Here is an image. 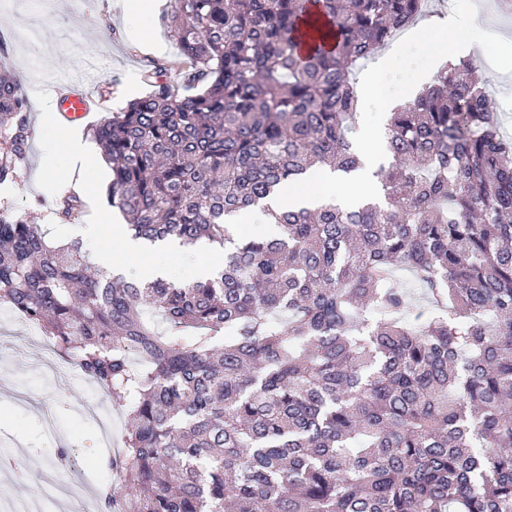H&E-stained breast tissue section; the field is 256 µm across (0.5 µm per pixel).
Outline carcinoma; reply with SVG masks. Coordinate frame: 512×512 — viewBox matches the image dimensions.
<instances>
[{"mask_svg": "<svg viewBox=\"0 0 512 512\" xmlns=\"http://www.w3.org/2000/svg\"><path fill=\"white\" fill-rule=\"evenodd\" d=\"M425 4L171 0L188 92L158 80L89 132L132 239L224 249L205 281L92 273L0 203V303L123 407L102 512H512V145L471 63L391 113L385 204L268 206L361 166L351 71ZM27 106L0 65L1 185ZM259 206L276 236L235 239ZM83 212L56 190V221Z\"/></svg>", "mask_w": 512, "mask_h": 512, "instance_id": "1", "label": "carcinoma"}]
</instances>
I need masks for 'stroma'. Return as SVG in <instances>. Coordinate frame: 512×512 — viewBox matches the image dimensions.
Instances as JSON below:
<instances>
[{
    "mask_svg": "<svg viewBox=\"0 0 512 512\" xmlns=\"http://www.w3.org/2000/svg\"><path fill=\"white\" fill-rule=\"evenodd\" d=\"M130 2L83 0L76 12L70 0H54L39 18L33 0H0V64L13 67L28 90L34 132L28 169L7 195L17 211L44 225L55 242L79 239L82 225H99L95 248L105 256L112 255L114 247L109 226L120 218L106 199L109 179L94 170L80 174L72 169L55 115L45 105L53 99L54 82L83 76L87 61H94L101 74L88 89L103 103L79 126L78 135L86 136L90 124L149 92L147 71L178 58V46L166 25L170 0H156L154 11L136 21L127 16ZM478 72L497 106L500 132L512 141V74L498 73L486 64L479 65ZM75 177L87 186L81 224L49 220L51 187ZM44 354L39 329L0 305V451L12 454L9 465L0 467V483L10 486L14 498L37 496L45 476L60 472L58 452L65 448L72 463L83 464L89 494L97 496L100 487L117 476L100 446V424L82 417L81 411L91 403L100 405L111 415L116 436L124 417L94 383L77 374L54 382L44 366Z\"/></svg>",
    "mask_w": 512,
    "mask_h": 512,
    "instance_id": "obj_1",
    "label": "stroma"
}]
</instances>
